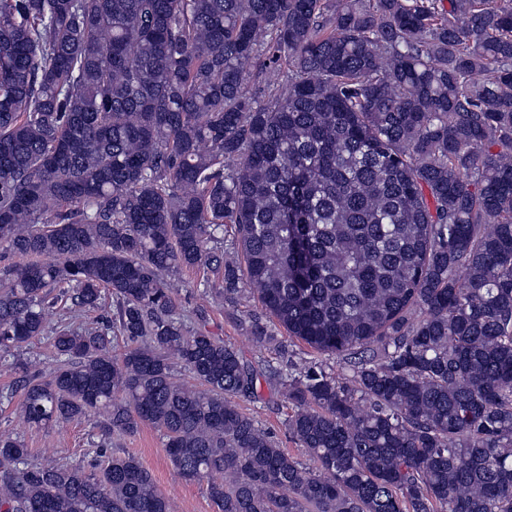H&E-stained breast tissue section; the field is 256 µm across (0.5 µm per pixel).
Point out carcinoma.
Here are the masks:
<instances>
[{
	"mask_svg": "<svg viewBox=\"0 0 512 512\" xmlns=\"http://www.w3.org/2000/svg\"><path fill=\"white\" fill-rule=\"evenodd\" d=\"M448 3L0 0V399L158 428L218 512H512V0ZM183 269L346 366L257 373L185 321ZM45 337L47 372L16 355ZM261 375L314 466L240 410ZM0 512L170 503L132 454L43 467L4 431Z\"/></svg>",
	"mask_w": 512,
	"mask_h": 512,
	"instance_id": "carcinoma-1",
	"label": "carcinoma"
}]
</instances>
